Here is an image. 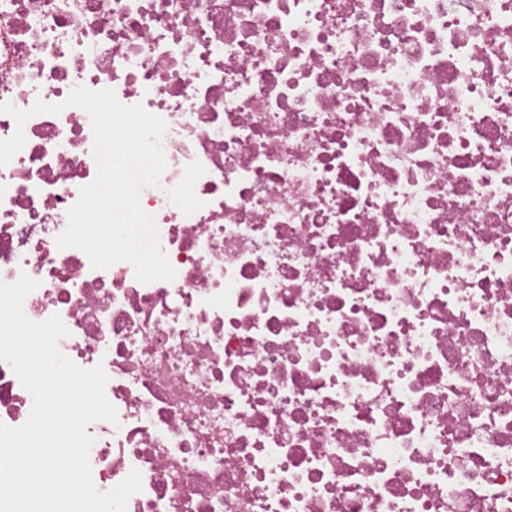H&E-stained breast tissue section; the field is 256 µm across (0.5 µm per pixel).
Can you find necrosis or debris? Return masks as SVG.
Listing matches in <instances>:
<instances>
[{
	"label": "necrosis or debris",
	"mask_w": 512,
	"mask_h": 512,
	"mask_svg": "<svg viewBox=\"0 0 512 512\" xmlns=\"http://www.w3.org/2000/svg\"><path fill=\"white\" fill-rule=\"evenodd\" d=\"M110 89L167 124L140 196L171 281L57 236L88 114L0 165V282L37 288L117 423L126 512H512V0H0V103ZM33 397L0 361V423Z\"/></svg>",
	"instance_id": "obj_1"
}]
</instances>
